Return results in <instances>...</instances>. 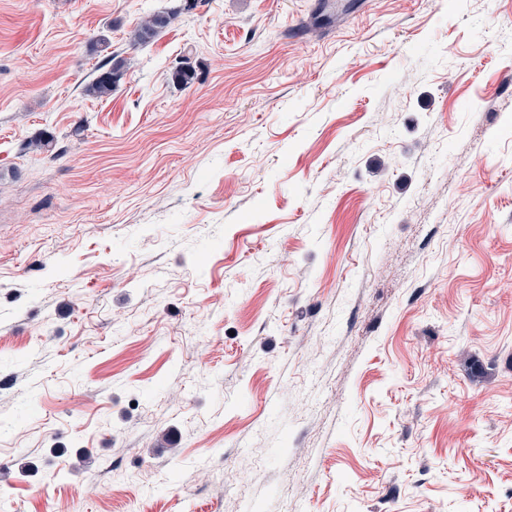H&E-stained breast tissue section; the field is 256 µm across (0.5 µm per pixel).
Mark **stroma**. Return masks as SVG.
Wrapping results in <instances>:
<instances>
[{"instance_id": "stroma-1", "label": "stroma", "mask_w": 512, "mask_h": 512, "mask_svg": "<svg viewBox=\"0 0 512 512\" xmlns=\"http://www.w3.org/2000/svg\"><path fill=\"white\" fill-rule=\"evenodd\" d=\"M179 3L0 0V512H512V0ZM169 13H157L149 16L144 20L135 34L138 42H146L154 37L160 29L166 27L170 22ZM107 64L98 68L99 74L95 77L92 83L87 87L88 94L103 97L112 93L115 84L121 79L123 62L117 61L111 64L107 69H104Z\"/></svg>"}]
</instances>
